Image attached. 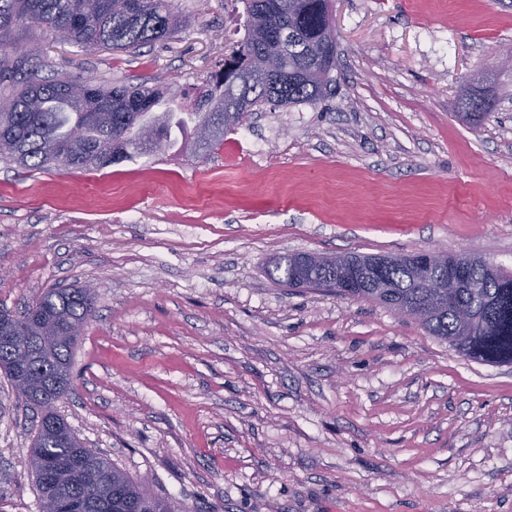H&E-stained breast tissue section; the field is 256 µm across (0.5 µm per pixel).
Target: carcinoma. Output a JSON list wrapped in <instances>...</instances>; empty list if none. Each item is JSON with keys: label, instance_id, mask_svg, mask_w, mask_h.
<instances>
[{"label": "carcinoma", "instance_id": "cac0c4a2", "mask_svg": "<svg viewBox=\"0 0 512 512\" xmlns=\"http://www.w3.org/2000/svg\"><path fill=\"white\" fill-rule=\"evenodd\" d=\"M243 37L224 61V91H202L190 119L170 107L163 82L93 84L65 75L41 79L26 67V58L12 57L0 44V82L15 91L0 108V157L29 169L63 167L100 170L136 155L153 154L170 145L172 131L193 122V145L209 149L234 132L245 116L273 107L314 104L328 97L336 83L337 42L330 22L332 0H242ZM22 22L47 28L86 50L103 47L132 51L171 37L184 20L174 0H0V32ZM278 60L261 83L244 76ZM87 86L85 96L73 99L67 91ZM82 114L69 123L67 108ZM464 108L479 124L493 111L470 96ZM81 139L72 141L74 129ZM465 273L448 296L434 301L420 287L416 259L410 254L390 256L381 281L359 275L354 298L377 302L404 314L425 332L459 355L488 363H512V271L491 267L480 257L459 256ZM344 274L335 258L309 272L294 254L275 258L271 275L291 288H319ZM89 287L50 288L22 311H0V323L28 331L40 314L59 327L66 338L35 360L36 383L23 390L6 362L19 350L0 341V370L24 403L39 413L29 451V464L38 501L51 498L54 512H171L165 498L115 466L107 457L85 447L59 414H43L46 398L58 399L72 384V361L84 325L94 309Z\"/></svg>", "mask_w": 512, "mask_h": 512}]
</instances>
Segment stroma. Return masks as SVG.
<instances>
[{"instance_id":"1","label":"stroma","mask_w":512,"mask_h":512,"mask_svg":"<svg viewBox=\"0 0 512 512\" xmlns=\"http://www.w3.org/2000/svg\"><path fill=\"white\" fill-rule=\"evenodd\" d=\"M134 53L18 24L39 74L164 79L186 104L241 4ZM334 98L245 117L208 155L99 171L0 160V309L95 288L57 411L172 512H512V364L367 300L274 280L275 256L440 247L512 270V0H333ZM490 98L480 124L461 100ZM38 421L0 373V512H39Z\"/></svg>"}]
</instances>
